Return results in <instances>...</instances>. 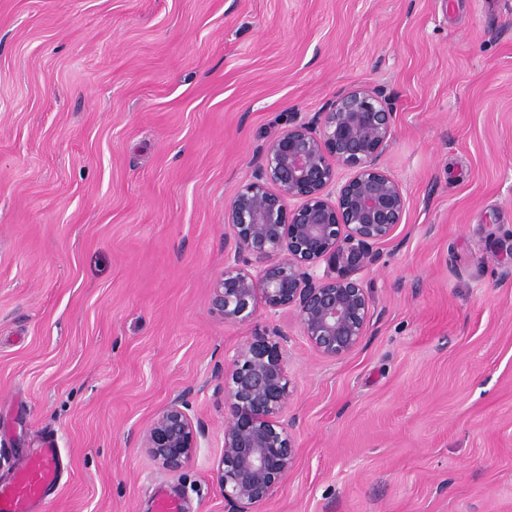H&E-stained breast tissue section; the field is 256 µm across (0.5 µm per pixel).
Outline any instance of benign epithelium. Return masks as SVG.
<instances>
[{
  "instance_id": "obj_1",
  "label": "benign epithelium",
  "mask_w": 512,
  "mask_h": 512,
  "mask_svg": "<svg viewBox=\"0 0 512 512\" xmlns=\"http://www.w3.org/2000/svg\"><path fill=\"white\" fill-rule=\"evenodd\" d=\"M392 121L381 90L355 85L311 120L291 121L261 149L252 179L224 209L234 250L211 294L224 321L288 310L324 358L340 359L361 344L374 317L364 274L378 261L374 247L394 234L408 208L403 187L378 163ZM275 336H282L276 327L255 335L224 370L216 474L232 512H256L295 463L285 419L294 392ZM202 437L188 405L174 399L145 429L142 447L176 470Z\"/></svg>"
}]
</instances>
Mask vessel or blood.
Wrapping results in <instances>:
<instances>
[{
  "label": "vessel or blood",
  "instance_id": "b4317fda",
  "mask_svg": "<svg viewBox=\"0 0 512 512\" xmlns=\"http://www.w3.org/2000/svg\"><path fill=\"white\" fill-rule=\"evenodd\" d=\"M65 468L60 449L53 440H45L13 481L0 485V512H37L47 489L59 482Z\"/></svg>",
  "mask_w": 512,
  "mask_h": 512
}]
</instances>
